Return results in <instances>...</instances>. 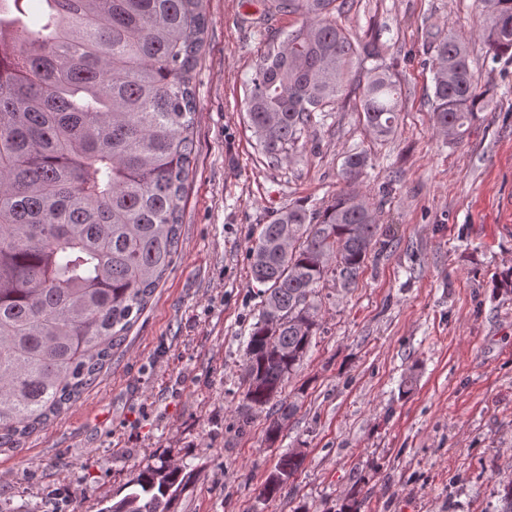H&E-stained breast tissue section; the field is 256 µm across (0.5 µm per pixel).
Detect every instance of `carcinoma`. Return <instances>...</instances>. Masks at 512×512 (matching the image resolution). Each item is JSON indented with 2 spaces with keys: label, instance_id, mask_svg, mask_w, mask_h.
Listing matches in <instances>:
<instances>
[{
  "label": "carcinoma",
  "instance_id": "carcinoma-1",
  "mask_svg": "<svg viewBox=\"0 0 512 512\" xmlns=\"http://www.w3.org/2000/svg\"><path fill=\"white\" fill-rule=\"evenodd\" d=\"M43 2L44 21L30 26L19 0H0V448L80 398L174 263L208 27L203 0ZM335 2L273 0L302 23L268 41L244 98L272 162L342 97L354 98L374 137L397 129L402 88L384 45L353 41L333 15L347 0ZM480 3L488 45L512 52V0ZM432 69L434 124L459 139L489 91L455 40L438 42ZM369 159L347 155L350 189L322 208L281 209L249 248L250 274L268 288L242 364L244 424L278 397L309 350L320 329L317 288L355 285L380 242L376 210L351 190ZM295 411L280 405L268 438ZM303 461L294 450L281 454L262 495L275 498ZM192 476L166 461L148 465L101 512H171Z\"/></svg>",
  "mask_w": 512,
  "mask_h": 512
}]
</instances>
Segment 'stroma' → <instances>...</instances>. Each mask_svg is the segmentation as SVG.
Wrapping results in <instances>:
<instances>
[{
	"label": "stroma",
	"instance_id": "35a3bbf8",
	"mask_svg": "<svg viewBox=\"0 0 512 512\" xmlns=\"http://www.w3.org/2000/svg\"><path fill=\"white\" fill-rule=\"evenodd\" d=\"M193 79L195 162L178 254L96 381L42 431L0 448V504L101 512L140 467L169 460L194 479L174 512H498L512 481V52L485 44L478 0H350L354 38L387 42L404 107L378 140L354 103L326 107L287 159L260 153L244 112L253 64L298 27L266 0H204ZM464 43L493 99L463 139L432 121V60ZM371 164L355 185L377 205L381 244L354 287L319 291L318 335L278 395L294 404L276 441L266 412L248 425L241 368L261 284L248 250L297 201L328 204L347 154ZM304 455L276 498L279 456Z\"/></svg>",
	"mask_w": 512,
	"mask_h": 512
}]
</instances>
